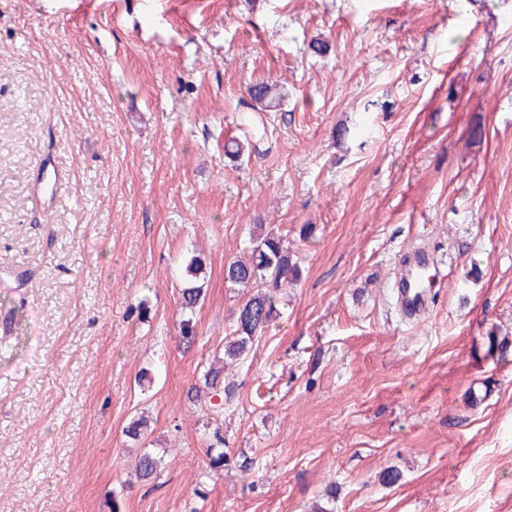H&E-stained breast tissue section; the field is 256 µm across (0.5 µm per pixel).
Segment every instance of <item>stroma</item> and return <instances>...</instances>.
I'll return each instance as SVG.
<instances>
[{
    "mask_svg": "<svg viewBox=\"0 0 512 512\" xmlns=\"http://www.w3.org/2000/svg\"><path fill=\"white\" fill-rule=\"evenodd\" d=\"M262 81L280 106L252 102ZM255 224L301 276L204 413L187 392L234 334L224 265ZM421 246L439 282L407 321L396 260ZM144 451L165 459L148 484ZM116 494L512 512V0H0V512ZM203 262L195 256L189 260L184 268L181 287L179 288V303L183 312L193 314L195 309L205 298L204 281L200 283L203 276ZM206 455L211 469L219 472L224 468V434L217 427L214 428L211 438L207 441Z\"/></svg>",
    "mask_w": 512,
    "mask_h": 512,
    "instance_id": "1",
    "label": "stroma"
}]
</instances>
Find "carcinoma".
Listing matches in <instances>:
<instances>
[{
    "label": "carcinoma",
    "instance_id": "1",
    "mask_svg": "<svg viewBox=\"0 0 512 512\" xmlns=\"http://www.w3.org/2000/svg\"><path fill=\"white\" fill-rule=\"evenodd\" d=\"M252 99L276 106L280 94L276 86L269 83H257L249 91ZM203 274V262L195 256L184 268L179 288L180 307L183 312H194L205 298L204 284L200 283ZM299 276V268L288 251L284 237L266 230L263 224H255L249 232V239L242 249V255L224 266L225 287L243 292V300L234 312L235 336L224 345V356L235 363L249 354L255 340L277 316L276 292ZM272 282V289L250 291L259 282ZM225 365H211L203 373V387L193 386L188 396L194 401L200 397L201 389H206L209 408L218 411L223 405L222 399L231 398L236 387L235 381H226ZM206 455L211 469L219 472L224 468V434L214 428L207 441ZM164 465L161 456L144 452L139 456L135 477L139 481L154 479Z\"/></svg>",
    "mask_w": 512,
    "mask_h": 512
}]
</instances>
